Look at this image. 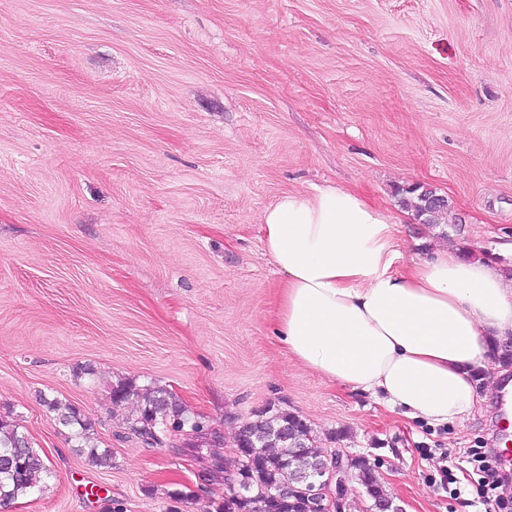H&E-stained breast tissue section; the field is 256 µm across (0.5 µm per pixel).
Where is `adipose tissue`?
Returning <instances> with one entry per match:
<instances>
[{
    "label": "adipose tissue",
    "instance_id": "obj_1",
    "mask_svg": "<svg viewBox=\"0 0 512 512\" xmlns=\"http://www.w3.org/2000/svg\"><path fill=\"white\" fill-rule=\"evenodd\" d=\"M260 222L285 276L273 323L288 354L411 420L474 413V373L512 338V278L445 247L395 271L391 216L331 185L283 194Z\"/></svg>",
    "mask_w": 512,
    "mask_h": 512
}]
</instances>
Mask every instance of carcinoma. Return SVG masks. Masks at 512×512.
<instances>
[{
	"instance_id": "obj_1",
	"label": "carcinoma",
	"mask_w": 512,
	"mask_h": 512,
	"mask_svg": "<svg viewBox=\"0 0 512 512\" xmlns=\"http://www.w3.org/2000/svg\"><path fill=\"white\" fill-rule=\"evenodd\" d=\"M400 202L414 211L422 223L431 227L446 225L448 205L426 211L423 186L402 190ZM110 399L117 406L136 404L128 428L150 445L165 444L176 431L182 434L204 427L202 421L188 416L180 401L165 388L139 389L132 383H121L112 388ZM43 402L56 413L59 424L75 429L77 448L86 455L89 464L99 468L112 466V452L90 444L88 424L76 406L56 398H45ZM300 435H309L311 439L299 450H291L293 438ZM234 440L238 473L246 475L249 494L243 497L228 487L222 500L210 502L205 512H309L310 498L302 487L294 489L286 499L274 495L275 489L291 483L309 461L322 456L314 430L300 415L273 407L261 409L255 419L238 429ZM359 471L367 493L389 502L371 465L363 460ZM48 473L44 459L19 431V426L0 415V505L33 492Z\"/></svg>"
}]
</instances>
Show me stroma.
I'll use <instances>...</instances> for the list:
<instances>
[{
    "label": "stroma",
    "instance_id": "1",
    "mask_svg": "<svg viewBox=\"0 0 512 512\" xmlns=\"http://www.w3.org/2000/svg\"><path fill=\"white\" fill-rule=\"evenodd\" d=\"M413 184L447 197L446 231L401 205ZM325 185L399 221L396 270L446 245L512 271V0H0V414L52 471L0 512H203L213 462L233 467L268 406L366 457L403 512H484L427 451L457 472L497 448V362L480 410L432 427L273 332L285 277L261 214ZM124 381L168 389L221 445L146 446L110 400ZM48 407L56 413L58 423L64 427L76 428L73 434L77 442L76 448L86 455L89 464L99 468H108L112 465V452L108 449L99 450L95 445H90L89 427L81 417L76 406L62 402L56 398L48 400ZM86 449V450H85Z\"/></svg>",
    "mask_w": 512,
    "mask_h": 512
}]
</instances>
